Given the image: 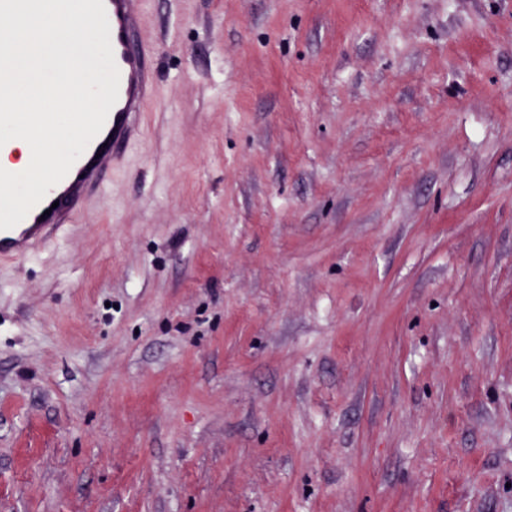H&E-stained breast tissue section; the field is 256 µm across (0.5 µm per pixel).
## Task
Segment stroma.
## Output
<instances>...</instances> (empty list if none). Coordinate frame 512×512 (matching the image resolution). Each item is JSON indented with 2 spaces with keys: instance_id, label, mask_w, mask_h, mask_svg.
I'll return each mask as SVG.
<instances>
[{
  "instance_id": "obj_1",
  "label": "stroma",
  "mask_w": 512,
  "mask_h": 512,
  "mask_svg": "<svg viewBox=\"0 0 512 512\" xmlns=\"http://www.w3.org/2000/svg\"><path fill=\"white\" fill-rule=\"evenodd\" d=\"M140 2V140L0 263V512H512V0Z\"/></svg>"
}]
</instances>
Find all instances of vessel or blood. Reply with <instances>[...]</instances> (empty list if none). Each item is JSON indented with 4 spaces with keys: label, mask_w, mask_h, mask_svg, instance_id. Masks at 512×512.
Here are the masks:
<instances>
[{
    "label": "vessel or blood",
    "mask_w": 512,
    "mask_h": 512,
    "mask_svg": "<svg viewBox=\"0 0 512 512\" xmlns=\"http://www.w3.org/2000/svg\"><path fill=\"white\" fill-rule=\"evenodd\" d=\"M119 94L101 132L89 143L69 173L27 216L0 230V262L19 261L38 253L50 240L78 221L94 192L103 186L106 170L120 167L129 148L142 136L141 117L157 88L152 53L139 42V0H104Z\"/></svg>",
    "instance_id": "obj_1"
}]
</instances>
